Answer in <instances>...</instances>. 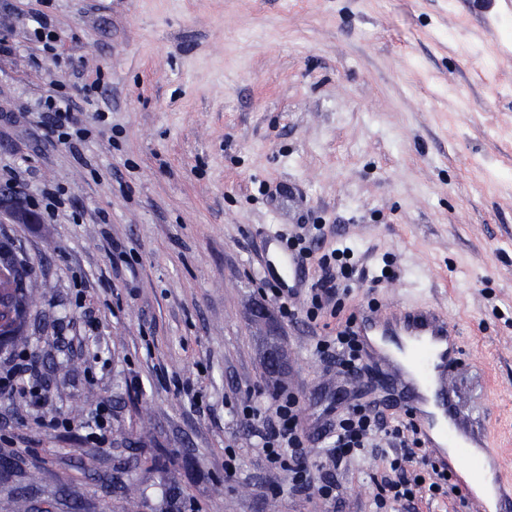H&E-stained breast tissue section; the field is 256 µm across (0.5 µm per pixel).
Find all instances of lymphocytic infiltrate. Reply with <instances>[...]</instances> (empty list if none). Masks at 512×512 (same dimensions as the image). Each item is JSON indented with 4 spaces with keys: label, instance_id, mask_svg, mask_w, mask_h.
<instances>
[{
    "label": "lymphocytic infiltrate",
    "instance_id": "lymphocytic-infiltrate-1",
    "mask_svg": "<svg viewBox=\"0 0 512 512\" xmlns=\"http://www.w3.org/2000/svg\"><path fill=\"white\" fill-rule=\"evenodd\" d=\"M73 107L72 97L60 92L40 102L48 134L68 144L77 154L84 147L90 131L75 121ZM352 256V250L346 247L332 249L320 257L319 270L310 286V304L305 312L309 322H316L323 310L338 304L340 282L354 272ZM316 351L321 359L335 364L338 373L347 379L358 380L365 370L361 344L351 323L338 326L335 335L319 337ZM14 358L13 367L0 370V396H18L32 407H44L41 390L31 383L28 375L32 351L15 353ZM274 413V418L263 419L259 430L261 447L270 469L285 474L300 494L325 501L339 499L341 486L336 478L314 480L306 464L309 439L300 424L298 398L291 394L276 398ZM329 432L332 442L328 456L334 466H341L361 449L380 450V458L389 473L375 483L373 503L376 512H391L398 506L413 505L424 489L434 495L453 489L448 472L436 460L422 454L419 427L413 419L385 413L374 405L354 404L337 415Z\"/></svg>",
    "mask_w": 512,
    "mask_h": 512
}]
</instances>
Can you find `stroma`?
Here are the masks:
<instances>
[{"mask_svg": "<svg viewBox=\"0 0 512 512\" xmlns=\"http://www.w3.org/2000/svg\"><path fill=\"white\" fill-rule=\"evenodd\" d=\"M0 43V168L68 198L36 224L11 219L26 200L0 209L33 271L12 346L39 354L48 410H112L97 448L0 399V512H373L375 451L337 470L336 504L309 499L267 471L241 409L295 394L318 478L337 410L404 414L390 361L351 384L314 351L375 302L447 314L455 398L512 483V0H0ZM93 81L74 113L111 118L79 160L30 114ZM303 224L369 277L315 332L281 321L275 388L248 308L265 231Z\"/></svg>", "mask_w": 512, "mask_h": 512, "instance_id": "stroma-1", "label": "stroma"}]
</instances>
